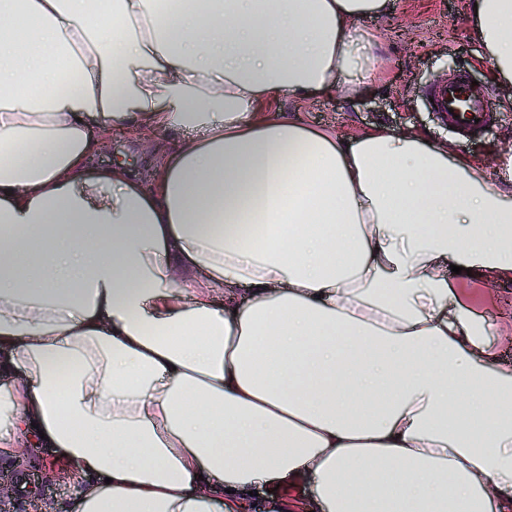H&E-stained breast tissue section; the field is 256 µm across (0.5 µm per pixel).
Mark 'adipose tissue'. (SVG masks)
Instances as JSON below:
<instances>
[{
    "mask_svg": "<svg viewBox=\"0 0 512 512\" xmlns=\"http://www.w3.org/2000/svg\"><path fill=\"white\" fill-rule=\"evenodd\" d=\"M0 0V458L78 512H512V368L459 282L512 277V196L417 132L271 109L357 92L388 0ZM474 33L512 86V0ZM79 77L69 91L59 75ZM200 128L145 193L113 130ZM20 447L24 463L14 466L12 462H0V473L15 486L11 498V485L0 479V505L11 498L2 507L4 511L73 512L75 494L84 481L79 470L69 465L60 471L54 454L42 448L29 452L32 447L27 440H22ZM272 486L267 487H259L256 488L253 492L252 502L261 504L271 497H278L282 501H284V512H303L306 511L304 509V504L308 498V492L305 488H296V489H277V491H272ZM255 491H258V496H255ZM288 502L290 503V507L288 508Z\"/></svg>",
    "mask_w": 512,
    "mask_h": 512,
    "instance_id": "obj_1",
    "label": "adipose tissue"
}]
</instances>
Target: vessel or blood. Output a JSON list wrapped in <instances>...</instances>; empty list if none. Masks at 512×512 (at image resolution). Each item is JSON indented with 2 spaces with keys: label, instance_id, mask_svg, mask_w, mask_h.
<instances>
[{
  "label": "vessel or blood",
  "instance_id": "vessel-or-blood-1",
  "mask_svg": "<svg viewBox=\"0 0 512 512\" xmlns=\"http://www.w3.org/2000/svg\"><path fill=\"white\" fill-rule=\"evenodd\" d=\"M440 120L465 138L481 133L495 118L486 94L459 72L437 79L429 90Z\"/></svg>",
  "mask_w": 512,
  "mask_h": 512
}]
</instances>
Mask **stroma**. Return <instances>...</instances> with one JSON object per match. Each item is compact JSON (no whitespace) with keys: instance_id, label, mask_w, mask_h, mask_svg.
<instances>
[{"instance_id":"35a3bbf8","label":"stroma","mask_w":512,"mask_h":512,"mask_svg":"<svg viewBox=\"0 0 512 512\" xmlns=\"http://www.w3.org/2000/svg\"><path fill=\"white\" fill-rule=\"evenodd\" d=\"M358 34L376 46L385 60L384 68L372 71L365 90L349 96L336 91L314 96L302 104L281 101L288 114L300 115L313 129L329 128L352 136L379 125L397 132H419L431 142L446 147L449 156L463 157L484 167L491 178H499L512 161V92L493 81L491 68L482 60L473 36L469 0H389L387 13L359 19ZM458 71L466 72L488 95L498 120L482 136L466 142L443 126L432 111L427 90L435 79ZM165 133L151 139V151H142L138 135H116L92 156L90 172L111 168L118 162L132 166L148 177L166 158ZM468 305L490 326V338L501 364L512 367V316L503 317L501 303L512 300V280L489 287L464 284ZM0 475L15 487L6 502V512H73L75 494L83 477L75 466L60 467L53 454L38 448L25 455L21 465L0 462Z\"/></svg>"}]
</instances>
